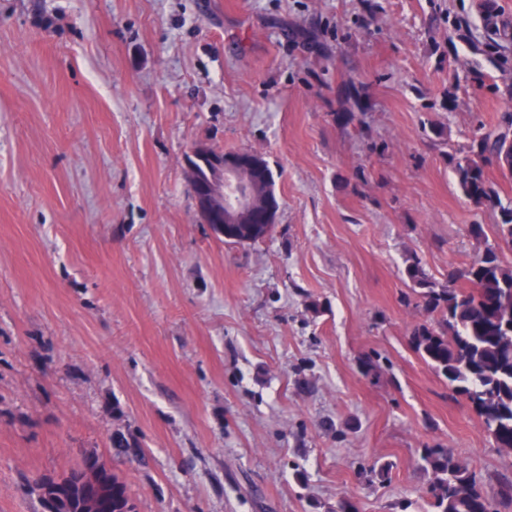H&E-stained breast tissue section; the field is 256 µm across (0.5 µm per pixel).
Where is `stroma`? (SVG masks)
Wrapping results in <instances>:
<instances>
[{
	"instance_id": "35a3bbf8",
	"label": "stroma",
	"mask_w": 512,
	"mask_h": 512,
	"mask_svg": "<svg viewBox=\"0 0 512 512\" xmlns=\"http://www.w3.org/2000/svg\"><path fill=\"white\" fill-rule=\"evenodd\" d=\"M480 3L0 0V512L90 452L136 512H426L427 448L512 512L409 343L408 259L445 281L499 221L452 163L512 129ZM196 144L265 157L268 238L201 222Z\"/></svg>"
}]
</instances>
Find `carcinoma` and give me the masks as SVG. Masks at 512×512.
<instances>
[{"instance_id":"cac0c4a2","label":"carcinoma","mask_w":512,"mask_h":512,"mask_svg":"<svg viewBox=\"0 0 512 512\" xmlns=\"http://www.w3.org/2000/svg\"><path fill=\"white\" fill-rule=\"evenodd\" d=\"M490 44L501 47L512 42V26L499 22L493 6L484 3ZM496 163L512 172V139L484 133L475 137L469 155L455 163L463 194L479 206L500 211L495 225L497 243L462 267L448 269L440 283L425 270L421 259H409L405 272L418 290L423 310L437 318L415 326L411 343L419 356L456 393L465 396L480 418L485 431L499 448L512 449V267L504 264L502 246L512 250V207L505 206L489 181L485 167ZM254 175L255 207L267 212L275 198V175L269 163L260 159ZM277 213L267 224H226L224 240L230 243H256L272 231ZM112 446L125 456L139 457L138 440L123 435ZM423 468L432 473L430 507L432 512H494L493 504L478 488L476 476L446 448H427L421 456ZM72 471L47 485L56 489L54 500L44 493L39 498L49 512H82L77 492L71 490ZM107 512H135L125 484L112 475V507Z\"/></svg>"}]
</instances>
